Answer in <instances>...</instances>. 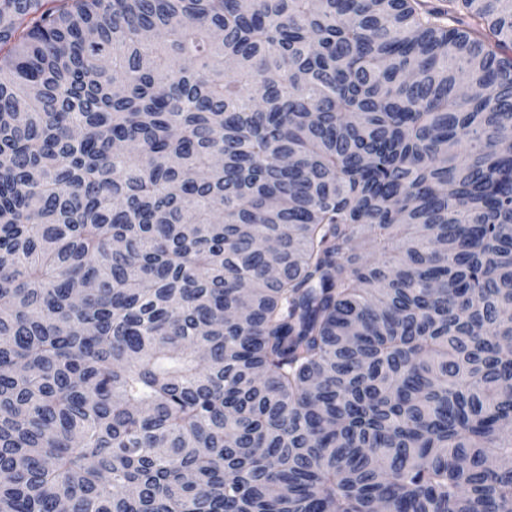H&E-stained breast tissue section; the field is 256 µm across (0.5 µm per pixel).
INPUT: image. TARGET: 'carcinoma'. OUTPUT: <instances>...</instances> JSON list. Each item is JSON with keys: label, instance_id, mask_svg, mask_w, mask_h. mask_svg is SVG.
Wrapping results in <instances>:
<instances>
[{"label": "carcinoma", "instance_id": "1", "mask_svg": "<svg viewBox=\"0 0 512 512\" xmlns=\"http://www.w3.org/2000/svg\"><path fill=\"white\" fill-rule=\"evenodd\" d=\"M0 512H512V0H0Z\"/></svg>", "mask_w": 512, "mask_h": 512}]
</instances>
